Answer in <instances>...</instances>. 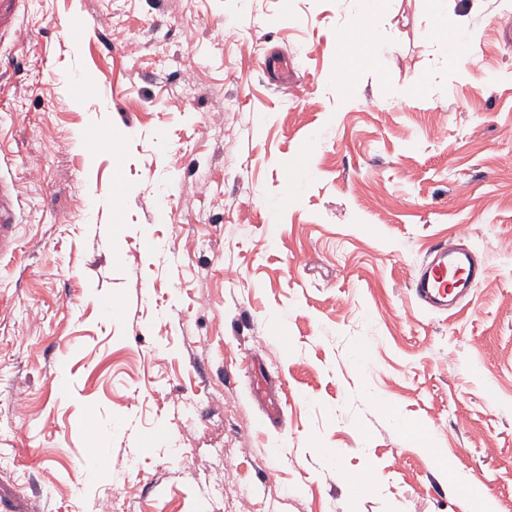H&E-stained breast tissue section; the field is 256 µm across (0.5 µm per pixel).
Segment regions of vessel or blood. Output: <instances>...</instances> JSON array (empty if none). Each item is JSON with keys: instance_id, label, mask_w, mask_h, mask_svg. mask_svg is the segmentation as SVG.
Segmentation results:
<instances>
[{"instance_id": "1", "label": "vessel or blood", "mask_w": 512, "mask_h": 512, "mask_svg": "<svg viewBox=\"0 0 512 512\" xmlns=\"http://www.w3.org/2000/svg\"><path fill=\"white\" fill-rule=\"evenodd\" d=\"M13 190L12 183L0 178V256L13 252L17 241ZM487 271L488 265L482 255L440 244L417 266L409 288L422 306L444 313L457 299L468 295L485 278ZM252 391L254 397L263 403L268 417L281 419L280 404L271 389L268 374L255 373Z\"/></svg>"}]
</instances>
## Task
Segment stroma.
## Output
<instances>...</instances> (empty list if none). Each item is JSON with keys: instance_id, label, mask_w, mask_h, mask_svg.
Wrapping results in <instances>:
<instances>
[{"instance_id": "stroma-1", "label": "stroma", "mask_w": 512, "mask_h": 512, "mask_svg": "<svg viewBox=\"0 0 512 512\" xmlns=\"http://www.w3.org/2000/svg\"><path fill=\"white\" fill-rule=\"evenodd\" d=\"M352 10L21 0L0 32L6 512H512V48L491 27L512 0H448L458 58L428 0H383L380 64L346 87ZM462 230L489 274L454 315L420 309L415 268ZM431 8L430 37L434 40L445 41L448 37V55L457 56L466 40V30L462 27L455 28L448 33V1L429 0ZM14 186L0 176V256L13 252L17 241ZM252 391L254 397L263 403L264 412L272 420H281L282 411L278 399L270 386L269 375L262 372L259 368L254 375Z\"/></svg>"}]
</instances>
